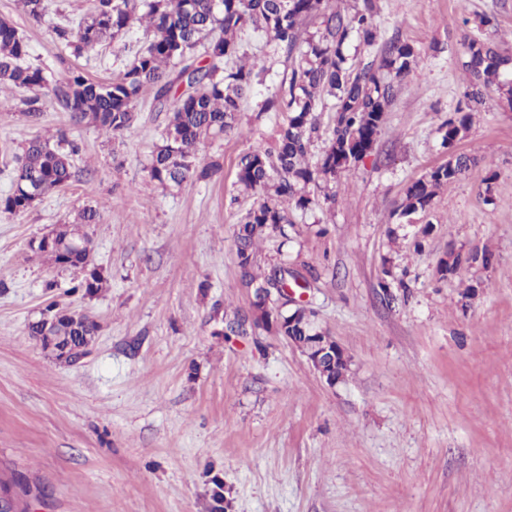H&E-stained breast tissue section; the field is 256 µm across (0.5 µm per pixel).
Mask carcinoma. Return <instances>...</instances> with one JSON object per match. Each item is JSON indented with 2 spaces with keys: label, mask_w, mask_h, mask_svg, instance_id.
Wrapping results in <instances>:
<instances>
[{
  "label": "carcinoma",
  "mask_w": 512,
  "mask_h": 512,
  "mask_svg": "<svg viewBox=\"0 0 512 512\" xmlns=\"http://www.w3.org/2000/svg\"><path fill=\"white\" fill-rule=\"evenodd\" d=\"M350 12L335 10L330 0H94L88 17L76 28L58 25L55 33L80 52L93 48L124 30L133 19L151 32L146 47L137 52L125 69L110 82L95 81L78 71L62 82L50 83L39 67L24 66L28 44L17 29L0 19V92L24 88L30 95L20 100L23 112L35 118L42 112V97L49 92L57 105L69 113L72 124L83 123L121 135L136 120L140 96L153 94L160 112L169 113L161 132V145L153 151L148 166L151 179L165 186H179L194 177L209 175L212 167L198 168L200 146L210 138L236 128L242 101L253 91L264 68L244 50L238 34L247 25L266 32L287 61L278 91L262 103L265 112H282L274 148H256L240 156L236 184L239 193L255 197L234 230V244L241 281L248 288L271 283L276 269L255 274L258 244L268 238L288 239L291 214L315 203L308 190L314 186L327 199L336 200L331 184L340 174L361 162L372 150L384 114L396 97L399 83L416 65L415 47L394 36L381 45L380 54L368 61L345 53L355 38L370 47L377 42L379 0H353ZM320 19V27L307 37L302 25ZM461 66L468 74L463 92L466 108L442 127V145L451 148L467 130L471 113L493 91L512 105V55L498 50L488 40L462 38ZM335 112L331 136L320 159L309 164L307 155L319 131V113ZM78 146L63 131L49 139L28 142L17 158L12 190L0 198V211L25 212L35 206L30 190L42 198L68 185L75 177L73 156ZM477 162L474 153L448 154V162L414 180L405 190L397 212L408 217L431 207L437 190L457 179ZM97 211L86 208L73 224H63L41 238L37 251L58 265L83 267L92 244L85 230L96 221ZM488 263L485 251L449 250L438 264L445 277L476 264ZM253 315L238 314L229 324L236 333L252 322L280 336H319L327 345L332 337L316 332L312 318L292 325L273 327L259 313L261 305L250 303ZM99 331L95 320L84 313L66 314L58 320L53 336L86 348Z\"/></svg>",
  "instance_id": "carcinoma-1"
}]
</instances>
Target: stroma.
Instances as JSON below:
<instances>
[{
    "instance_id": "obj_1",
    "label": "stroma",
    "mask_w": 512,
    "mask_h": 512,
    "mask_svg": "<svg viewBox=\"0 0 512 512\" xmlns=\"http://www.w3.org/2000/svg\"><path fill=\"white\" fill-rule=\"evenodd\" d=\"M93 0H45L34 21L0 0L48 78H114L150 35L140 24L82 52L57 38ZM379 35L418 51L370 154L336 180L335 201L295 215L288 243L267 240L263 268L309 281L305 299L351 369L328 386L286 339L225 335L250 292L234 229L250 197L240 156L274 147L281 115L262 111L286 70L268 35L242 33L263 82L237 130L205 142L213 173L181 187L146 166L167 123L151 95L113 137L46 99L38 118L0 110V197L36 136L68 130L75 180L32 210L0 212V478L32 512H512V106L489 94L456 149L480 163L398 221L410 182L448 159L441 124L467 80L463 32L512 53V0H382ZM494 18L479 27L480 15ZM98 212L89 265L54 264L33 239ZM425 248L415 251L416 239ZM488 251V267L439 278L448 249ZM403 285L384 298V265ZM94 293L78 290L90 274ZM474 296H465L467 285ZM92 316L83 359L61 363L30 336L49 304Z\"/></svg>"
}]
</instances>
